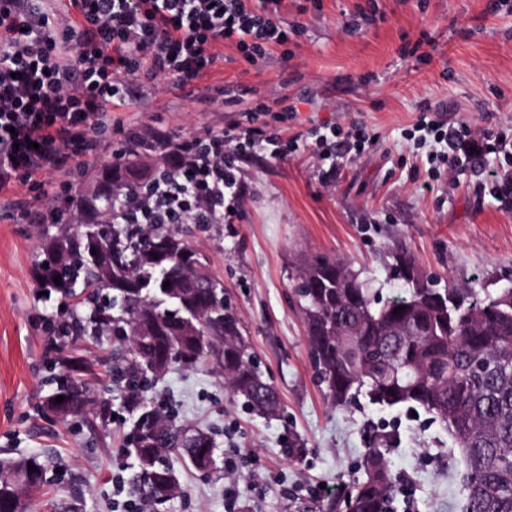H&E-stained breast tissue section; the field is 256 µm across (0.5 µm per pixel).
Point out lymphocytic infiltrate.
Returning <instances> with one entry per match:
<instances>
[{
  "mask_svg": "<svg viewBox=\"0 0 512 512\" xmlns=\"http://www.w3.org/2000/svg\"><path fill=\"white\" fill-rule=\"evenodd\" d=\"M0 0V191L39 185L45 174L78 170L112 126V106L139 78L199 79L224 43L257 64L287 45L280 0ZM419 130L437 145V168L480 162L512 138L475 134L460 121L421 115ZM155 140L165 162L132 204L142 224H221L235 203L231 156L276 135L232 124L202 138Z\"/></svg>",
  "mask_w": 512,
  "mask_h": 512,
  "instance_id": "1",
  "label": "lymphocytic infiltrate"
}]
</instances>
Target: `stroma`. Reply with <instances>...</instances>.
<instances>
[{"mask_svg": "<svg viewBox=\"0 0 512 512\" xmlns=\"http://www.w3.org/2000/svg\"><path fill=\"white\" fill-rule=\"evenodd\" d=\"M280 17L299 25L287 49H270L258 66L235 45L192 85L133 84L132 102L115 108L108 141L80 175L52 173L43 185L0 193V458L37 454L58 460L29 512H137L129 460L121 447L133 419L120 388L105 391L99 362L109 340L83 343L93 365L80 380L112 413L108 422L61 418L41 406L56 387L55 351L45 332L57 300L38 295L34 267L39 228L10 223L14 205L44 195H76L93 170L116 163L130 131L162 128L181 140L233 122L277 134L297 150L277 158L265 144L237 158L240 189L230 224H203L192 245L224 283L252 352L277 388L283 410L266 417L224 385L212 360L173 367L150 395L177 422L235 445L234 478L245 512H315L361 479V456L378 428L397 431L390 461L402 493L396 512H463V468L447 431L424 412L380 408L366 399L337 409L309 360L292 288L302 257L344 259L385 299L403 296L387 255L403 245L439 285L492 290L512 283V206L495 183L512 178V157L488 155L431 178V145L409 138L422 104L465 121L478 134L512 128V0H281ZM334 124L336 176L326 179L316 139ZM373 139L351 150L353 126ZM304 446L288 455V437ZM174 468L180 494L154 512H225L223 472Z\"/></svg>", "mask_w": 512, "mask_h": 512, "instance_id": "obj_1", "label": "stroma"}]
</instances>
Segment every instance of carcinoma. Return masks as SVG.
I'll list each match as a JSON object with an SVG mask.
<instances>
[{"label":"carcinoma","mask_w":512,"mask_h":512,"mask_svg":"<svg viewBox=\"0 0 512 512\" xmlns=\"http://www.w3.org/2000/svg\"><path fill=\"white\" fill-rule=\"evenodd\" d=\"M139 158L135 150L125 152L120 181L112 182V168H104L65 213L44 225L35 280L72 309L71 320L49 330L61 343L64 373L48 408L68 417L94 404L72 376L91 367L73 352L88 338L112 337L120 349L112 382L123 388L133 417L122 448L135 460L130 490L161 502L180 490L167 454L178 453L204 473L216 464L217 441L152 405L148 393L158 377L209 357L251 410L276 416L281 401L240 321L223 304L224 283L186 239L189 229L136 224L132 213L126 223H112L116 196H136L154 181ZM390 255L392 276L406 291L385 302L349 280L342 259L302 261L294 292L312 368L336 408L363 396L379 407L406 406L432 416L454 439L464 465L465 512H512V285L482 298L471 288H440L423 279L404 249ZM56 276L62 284H55ZM58 396L65 400L55 402ZM394 439L383 432L365 449L364 477L346 494L353 512H394L400 494L388 458ZM30 463L37 470L28 471ZM57 466L41 455L0 459V512H25L23 494L41 493Z\"/></svg>","instance_id":"carcinoma-1"}]
</instances>
